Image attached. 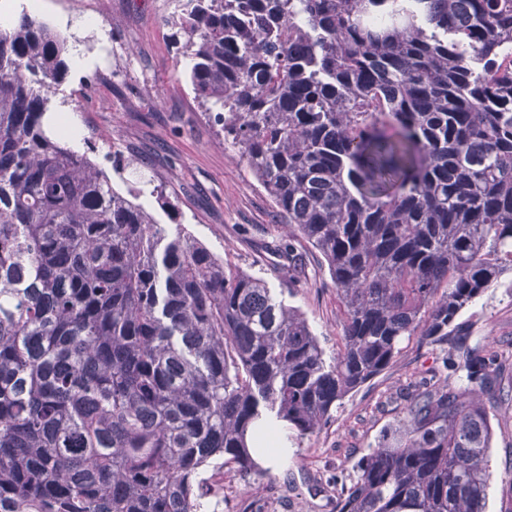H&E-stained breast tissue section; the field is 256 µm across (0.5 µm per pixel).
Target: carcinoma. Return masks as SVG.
Instances as JSON below:
<instances>
[{
    "mask_svg": "<svg viewBox=\"0 0 512 512\" xmlns=\"http://www.w3.org/2000/svg\"><path fill=\"white\" fill-rule=\"evenodd\" d=\"M195 97L327 264L302 314L112 185L46 120L67 36L0 31V512H203L204 467L319 431L416 335L414 395L336 512H485L498 354L454 325L512 272V0H181ZM289 277L304 264L274 242Z\"/></svg>",
    "mask_w": 512,
    "mask_h": 512,
    "instance_id": "cac0c4a2",
    "label": "carcinoma"
}]
</instances>
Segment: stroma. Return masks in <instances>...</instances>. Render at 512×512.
Listing matches in <instances>:
<instances>
[{
	"label": "stroma",
	"mask_w": 512,
	"mask_h": 512,
	"mask_svg": "<svg viewBox=\"0 0 512 512\" xmlns=\"http://www.w3.org/2000/svg\"><path fill=\"white\" fill-rule=\"evenodd\" d=\"M4 3L10 17L25 10L65 33L70 50L84 59L69 67L50 107L73 125L72 147L88 152L105 172L123 168L119 191L143 177L160 186L170 208L160 209L148 194L139 198L159 223L183 225L225 264L262 278L301 312L326 356H334L344 315L327 266L311 245L297 241L307 269L290 281L266 250L268 241L291 238L292 230L195 97L192 63L180 47L185 36L170 24L178 0ZM456 322L503 352L502 383L512 384V272ZM448 351V343L413 337L385 371L342 400L319 433L292 438L279 428L287 460L247 476L225 466L215 512H335L343 488L330 484V476L353 475L356 462L402 417L412 394L444 385ZM491 423L486 512H512V403L499 406Z\"/></svg>",
	"instance_id": "1"
}]
</instances>
